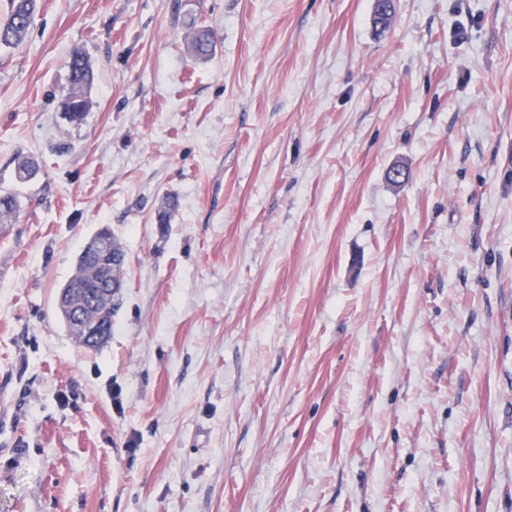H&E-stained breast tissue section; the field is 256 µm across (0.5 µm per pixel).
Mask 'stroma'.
<instances>
[{"instance_id": "35a3bbf8", "label": "stroma", "mask_w": 512, "mask_h": 512, "mask_svg": "<svg viewBox=\"0 0 512 512\" xmlns=\"http://www.w3.org/2000/svg\"><path fill=\"white\" fill-rule=\"evenodd\" d=\"M374 8L39 0L0 51V512H512V0ZM215 37L209 29L199 28L187 36V49L196 58L208 57L214 47ZM69 71L70 89L61 100V109L69 119L78 122L84 119L89 110L87 89L93 82V69L80 47H73L66 59ZM98 277V269L97 267L91 263L89 260L85 258L83 255V250L79 253L76 260V268L72 277L59 289L57 296V304L58 309L61 313L63 322H65L66 331L70 336H73L79 343L85 345L88 348H97L103 343H105L112 336V318L115 316L116 312L119 308L118 300L113 304L112 302L110 307L106 311V318L108 321V328L106 334L97 342L91 344L85 336H95L98 338L100 336L99 322L96 323H84L82 325V334L83 336H79L76 329L71 328L70 320H69V301L66 295H63L66 288L75 282L79 283H93L97 280ZM64 324V325H65Z\"/></svg>"}]
</instances>
